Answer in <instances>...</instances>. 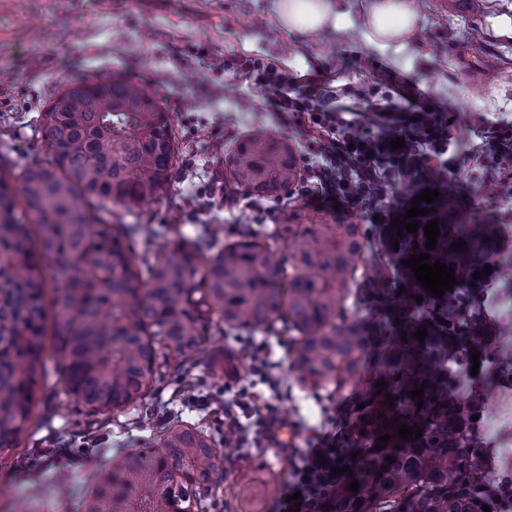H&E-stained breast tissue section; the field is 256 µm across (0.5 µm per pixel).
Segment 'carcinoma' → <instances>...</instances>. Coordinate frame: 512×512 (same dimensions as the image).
<instances>
[{
  "label": "carcinoma",
  "instance_id": "cac0c4a2",
  "mask_svg": "<svg viewBox=\"0 0 512 512\" xmlns=\"http://www.w3.org/2000/svg\"><path fill=\"white\" fill-rule=\"evenodd\" d=\"M39 130L43 161L0 159V454L21 444L45 372L46 259L62 279L52 339L63 388L93 415L145 406L165 370L194 364L212 336L269 333L278 323L300 384L338 396L356 389L369 336L347 310L371 270L360 225L292 207L269 230L221 246L201 238L156 245L125 222L172 191L178 141L156 95L120 74L87 78L49 103ZM300 176L295 150L263 131L224 158V179L255 198L287 195ZM452 207L448 199L436 215L437 259L466 274L488 263L495 225L450 224ZM460 239L466 245L452 248ZM386 313L398 325L383 336L375 381L388 386L366 410L367 448L350 436L352 474L336 483L325 512H484V476L465 434L478 400L448 394L440 367L463 342L454 312L428 324L405 299ZM425 324L424 340L414 339ZM425 380L419 408L409 391ZM403 424L422 437L401 438ZM212 447L205 427L180 420L158 447L109 460L80 512H203Z\"/></svg>",
  "mask_w": 512,
  "mask_h": 512
}]
</instances>
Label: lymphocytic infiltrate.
<instances>
[{
  "label": "lymphocytic infiltrate",
  "instance_id": "1",
  "mask_svg": "<svg viewBox=\"0 0 512 512\" xmlns=\"http://www.w3.org/2000/svg\"><path fill=\"white\" fill-rule=\"evenodd\" d=\"M217 74L245 73L255 90L264 93L278 124L296 130L302 139L298 155L301 178L293 196L298 200L326 199L370 208L371 221L387 224L397 216L393 190L397 184L418 183L427 169L448 170V156L456 146L450 135L456 113L422 102L418 90L399 84L397 95H389L380 85H347L345 103L336 104L316 88L299 89L295 79L278 71L260 58H227L212 63ZM185 116L189 148L182 162V179L202 208L220 204L230 209H248L255 221L277 223L282 209L280 200L252 204L248 196L224 190L220 166L229 131L220 125L197 122L194 108L179 103ZM495 142L493 152L482 153L478 161L482 181L499 186L494 201L500 222L493 248L500 257L512 255V124L499 122L489 127ZM404 139L403 147L390 148L391 140ZM502 280L501 265L492 263L489 274L475 281H463L461 295L440 300L423 299L419 307L428 317L444 318L455 313L456 327L464 333L492 338L495 321L486 311L496 301L492 290ZM245 354L254 372L269 384L270 395L263 396L247 388L225 386L219 408L230 444L237 448L236 464L251 463L253 450L279 447L283 441L276 366L266 342L249 340ZM361 396L347 398L339 408V417L330 430L315 434L308 448H294L291 479L274 499L269 512H321L326 495L338 480L334 472L340 459L346 458V440L355 426Z\"/></svg>",
  "mask_w": 512,
  "mask_h": 512
}]
</instances>
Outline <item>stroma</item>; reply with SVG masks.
I'll use <instances>...</instances> for the list:
<instances>
[{
	"mask_svg": "<svg viewBox=\"0 0 512 512\" xmlns=\"http://www.w3.org/2000/svg\"><path fill=\"white\" fill-rule=\"evenodd\" d=\"M352 24L338 34L311 38L284 30L275 0H0V156L34 163L46 154L38 114L69 83L94 75L138 78L170 110L177 138L186 129L175 114L178 101H192L198 119L237 127L239 137L263 129L278 135L276 116L264 95L251 91L241 74L214 75L210 59L247 56L264 59L293 77L316 80L328 92L345 85L375 82L394 74L408 78L440 106L456 103L451 128L460 144L476 140L484 127L512 121V32L492 21H512V0H415L423 24L409 49L379 52L365 45L360 22L366 0H335ZM482 100L483 108L472 105ZM459 175L451 189L457 213L494 221L496 185L482 196L471 193V157L455 160ZM173 194L147 207L140 222L157 242L204 237L209 227L243 225L247 212L199 213L180 170L171 173ZM309 209L361 225L375 251H383L386 225L371 223L363 207L312 201ZM500 332L481 341L478 359L464 358L468 373L460 396L481 398L488 411L479 436L491 461L485 475L501 481L512 473V284L500 289L496 308ZM47 372L38 405L19 449L0 455V512H16L19 502L50 501L55 512H78L85 487L106 458L135 455L153 447L162 421L190 420L206 426L222 458L213 486L204 492L206 512H265L288 480L291 460L268 448L246 469L227 464L232 450L209 403L177 400L181 378L163 377L152 399L135 414L103 420L70 403L63 391L62 363L47 352ZM280 417L291 425L294 447L307 445V431L335 416L339 397L301 386L289 366L280 370Z\"/></svg>",
	"mask_w": 512,
	"mask_h": 512,
	"instance_id": "35a3bbf8",
	"label": "stroma"
}]
</instances>
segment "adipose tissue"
Returning a JSON list of instances; mask_svg holds the SVG:
<instances>
[{"label":"adipose tissue","instance_id":"1","mask_svg":"<svg viewBox=\"0 0 512 512\" xmlns=\"http://www.w3.org/2000/svg\"><path fill=\"white\" fill-rule=\"evenodd\" d=\"M282 28L304 35L342 31L348 21L331 0H276ZM421 17L413 0H369L362 20L367 46L386 51L406 49L419 30Z\"/></svg>","mask_w":512,"mask_h":512}]
</instances>
